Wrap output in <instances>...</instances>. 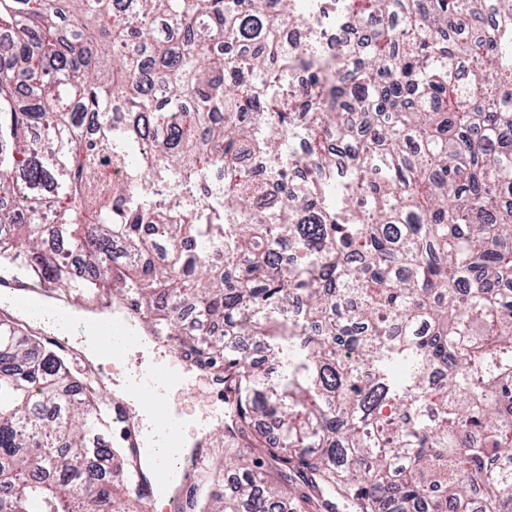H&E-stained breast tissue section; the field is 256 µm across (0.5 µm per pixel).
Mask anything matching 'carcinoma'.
Returning <instances> with one entry per match:
<instances>
[{
	"label": "carcinoma",
	"instance_id": "cac0c4a2",
	"mask_svg": "<svg viewBox=\"0 0 512 512\" xmlns=\"http://www.w3.org/2000/svg\"><path fill=\"white\" fill-rule=\"evenodd\" d=\"M340 10L366 34L332 59L288 50L296 0H0V273L131 298L224 367L234 484L202 512H512V0ZM101 405L0 320V512H138Z\"/></svg>",
	"mask_w": 512,
	"mask_h": 512
}]
</instances>
